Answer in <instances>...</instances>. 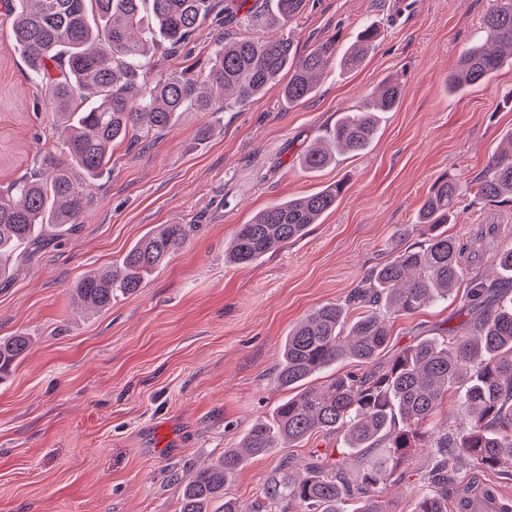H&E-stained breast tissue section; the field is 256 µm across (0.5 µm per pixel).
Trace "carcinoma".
I'll use <instances>...</instances> for the list:
<instances>
[{
    "instance_id": "cac0c4a2",
    "label": "carcinoma",
    "mask_w": 512,
    "mask_h": 512,
    "mask_svg": "<svg viewBox=\"0 0 512 512\" xmlns=\"http://www.w3.org/2000/svg\"><path fill=\"white\" fill-rule=\"evenodd\" d=\"M308 0H272L263 10L249 0H6L12 46L24 57L36 84L47 91L55 145L43 150L37 170L0 189V279L9 277L20 247L38 249L46 227L72 228L98 203L95 182L112 160V145H133L167 129L177 114L243 107L283 82L288 103L313 95L327 67H360L381 35L373 22L339 48L326 40L298 54L290 37L233 36L214 41L203 73L190 68L162 72L154 55L178 56L200 25L224 16V26L261 31L284 28ZM486 42L460 56L448 76L456 93L484 81L512 61V0L484 17ZM404 80L389 77L365 108L336 124L332 140L341 153L364 152L378 133L380 112L399 104ZM334 155L315 146L303 166L317 170ZM340 182L309 195L272 203L237 229L225 257L248 265L303 235L336 207ZM478 200L512 201V136L497 151L475 186ZM463 193L459 179L438 176L401 236H419L371 268L341 304L317 308L283 344L272 380L296 390L269 419L251 425L236 448L196 470L183 487L179 512H240L225 487L248 459L310 438L343 437L362 453L352 463L329 449L315 450L295 474L289 461L272 471L261 489L260 512H387L383 490L400 481L418 451L428 470L414 512H448L449 466L472 461L493 471L512 465V297L495 277L471 281L469 332L444 334L411 345L386 367L369 370L390 344L392 316H413L448 300L465 268L466 245L442 231L455 217ZM189 224H158L135 242L119 263L86 275L75 285L77 303L91 310L132 294L187 238ZM30 345L22 335L0 338V382ZM357 368L317 387L305 382L331 365ZM455 398L458 423L439 428L434 416Z\"/></svg>"
}]
</instances>
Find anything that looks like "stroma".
Here are the masks:
<instances>
[{
    "label": "stroma",
    "instance_id": "1",
    "mask_svg": "<svg viewBox=\"0 0 512 512\" xmlns=\"http://www.w3.org/2000/svg\"><path fill=\"white\" fill-rule=\"evenodd\" d=\"M496 0H310L291 31L299 53L332 38L383 34L358 69L330 66L311 98L288 104L280 86L242 108L185 112L146 149L117 143L96 183L99 203L0 282V337L33 345L0 383V512H178L182 482L236 447L288 399L272 383L288 332L318 307L344 302L390 258L431 183L479 179L512 135V63L448 95L460 55L484 36ZM398 108L382 113L369 149L312 172L300 157L389 76ZM48 97L8 27L0 26V185L31 172L51 138ZM215 134L200 139V126ZM344 182L335 209L251 265L224 260L237 228L267 205ZM190 225L185 242L135 293L88 316L71 290L120 260L153 226ZM450 236L470 247L454 298L392 319L390 352L460 328L471 276L512 247V202L463 195ZM322 439L249 460L227 486L258 500L282 459L294 469ZM424 455L387 487L392 512H413Z\"/></svg>",
    "mask_w": 512,
    "mask_h": 512
}]
</instances>
